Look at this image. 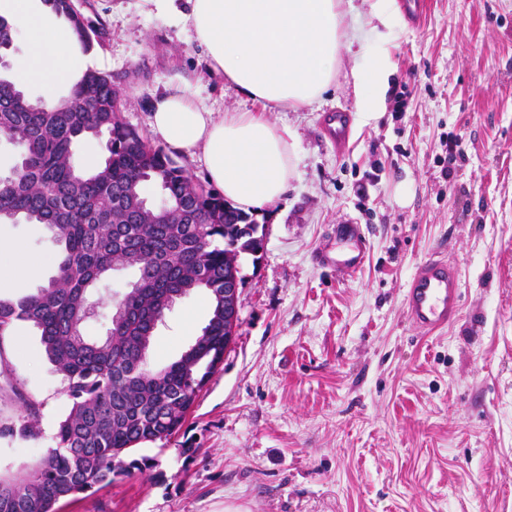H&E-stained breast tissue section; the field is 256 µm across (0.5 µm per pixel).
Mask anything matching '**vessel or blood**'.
Here are the masks:
<instances>
[{
    "label": "vessel or blood",
    "instance_id": "obj_1",
    "mask_svg": "<svg viewBox=\"0 0 512 512\" xmlns=\"http://www.w3.org/2000/svg\"><path fill=\"white\" fill-rule=\"evenodd\" d=\"M351 125L350 112L339 109L324 115L321 132L340 148L349 139ZM336 235L350 242L349 252L335 258L324 249L319 252L318 261L335 268L341 274L357 272L364 263L367 251V242L360 225H337ZM405 307L412 322L425 330L433 331L447 326L460 307L459 283L454 268L439 257L426 261L407 285Z\"/></svg>",
    "mask_w": 512,
    "mask_h": 512
}]
</instances>
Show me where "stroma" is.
<instances>
[{"instance_id":"obj_1","label":"stroma","mask_w":512,"mask_h":512,"mask_svg":"<svg viewBox=\"0 0 512 512\" xmlns=\"http://www.w3.org/2000/svg\"><path fill=\"white\" fill-rule=\"evenodd\" d=\"M374 2L347 0L345 24L358 32L322 100L268 115L292 132L296 166L283 198L256 217L262 252L238 259L240 322L223 364L177 434L128 452L146 468L60 512H512V0H428L418 25L385 0V45L358 26ZM73 3L114 77L121 120L149 142L153 105L183 81L213 112L258 111L172 17L137 0ZM383 52L395 71L370 119L357 110L355 75ZM342 107L353 124L339 150L320 123ZM348 221L367 256L343 276L314 255L345 253L335 230ZM1 243L35 264L27 289L4 296L56 276L46 226L2 222ZM437 255L458 269L460 312L427 333L404 295ZM135 278L116 269L92 290L88 339H105L112 302ZM209 314L205 293L178 300L148 366L177 360ZM25 395L41 404L39 435L0 438L1 472L53 446L69 410L36 329L21 322L0 340V418L16 419Z\"/></svg>"}]
</instances>
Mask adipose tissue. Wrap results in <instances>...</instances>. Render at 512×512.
Instances as JSON below:
<instances>
[{
	"label": "adipose tissue",
	"mask_w": 512,
	"mask_h": 512,
	"mask_svg": "<svg viewBox=\"0 0 512 512\" xmlns=\"http://www.w3.org/2000/svg\"><path fill=\"white\" fill-rule=\"evenodd\" d=\"M177 17L203 49L211 70L258 102L257 112L215 115L183 87H172L151 110L153 132L176 153L201 151L211 184L242 211H261L284 195L296 161L288 129L268 112L305 108L331 86L347 34L343 0H142ZM11 25L33 33L30 51L15 65L19 82H38L47 104L57 87L76 81L93 62L72 28L38 0H0ZM389 74L387 56L374 57L356 76L359 110L376 118Z\"/></svg>",
	"instance_id": "obj_1"
}]
</instances>
